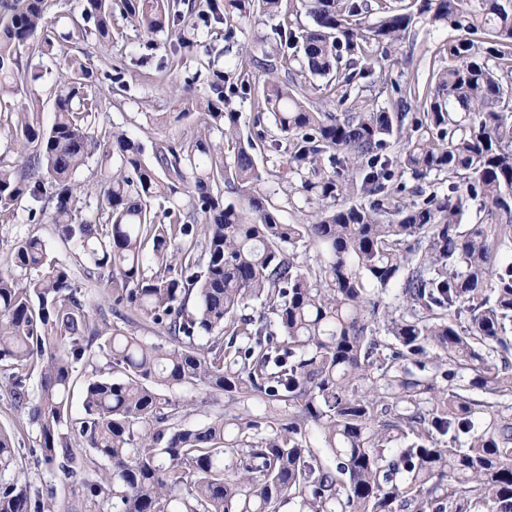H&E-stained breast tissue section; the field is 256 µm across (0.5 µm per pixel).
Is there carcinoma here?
Wrapping results in <instances>:
<instances>
[{"instance_id": "cac0c4a2", "label": "carcinoma", "mask_w": 512, "mask_h": 512, "mask_svg": "<svg viewBox=\"0 0 512 512\" xmlns=\"http://www.w3.org/2000/svg\"><path fill=\"white\" fill-rule=\"evenodd\" d=\"M299 3L313 25L275 28L290 80L267 78L258 100L284 144L241 135L213 62V95L194 99L204 128L149 157L127 132L96 126L102 101L75 58L50 126L35 98L13 112L17 164L0 166V216L42 204L28 220L48 219L115 304L170 340L99 329L68 265L39 236L15 238L0 265V396L27 412L34 468L82 490L78 512H277L287 498L300 512H512V0ZM184 4L82 0L73 30L92 23L110 45L117 10L169 32ZM46 10L0 0V96L19 92L21 49L53 54L38 38ZM190 10L204 24L274 17L281 0ZM417 19L462 36L425 84H396L392 107H379L364 95L390 67L378 50ZM194 47L177 37L169 68ZM308 74L344 111L310 104L298 80ZM259 148L285 150L288 178L314 205L308 223L280 222ZM97 153L118 165L85 219L74 176ZM408 174L448 191L417 187L405 203ZM474 201L487 214L469 223ZM311 241L314 258L300 250ZM197 385L260 396L266 416L185 427L166 391ZM22 474L0 429V512H59L55 492H31Z\"/></svg>"}]
</instances>
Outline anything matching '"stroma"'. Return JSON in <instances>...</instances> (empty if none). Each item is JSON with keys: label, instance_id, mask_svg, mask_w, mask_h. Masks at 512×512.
<instances>
[{"label": "stroma", "instance_id": "35a3bbf8", "mask_svg": "<svg viewBox=\"0 0 512 512\" xmlns=\"http://www.w3.org/2000/svg\"><path fill=\"white\" fill-rule=\"evenodd\" d=\"M47 5L46 34L55 45L58 59L48 63V72L41 80L22 84L20 94L9 98L10 107L27 101L28 97H37L41 105L40 120L43 124H50L57 62L64 58H75L94 73L92 91L102 100L98 117L100 129L108 130L116 126L127 130L144 148L149 149L159 140H181L184 134L200 124L201 117L194 103L177 97L173 86L190 79L194 82L196 95H208L207 60L213 57L223 67L227 77L224 94L229 109L240 116L241 133L247 136L260 129L267 138H279L280 133L271 118L259 114V89H252L250 94L245 95L237 87L240 72H257V54L263 51L271 55L279 52L280 45L275 42L273 34L277 19L263 17L235 26L234 44L230 47L224 42V24L186 29V36L196 40L198 47L195 52L185 56L177 71L172 72L164 67L170 34L151 35L118 17L114 20L117 37L107 48L99 43L92 32L80 37H68L69 16L79 12L80 0H47ZM456 36V31L443 26L436 28L415 23L403 39L384 48L391 63L389 79L393 83L425 79L438 51ZM118 70L123 71L130 83L129 93L122 97L112 96L109 92L110 78ZM285 160V155L280 152L265 151L256 156L263 186L280 221L303 224L308 220L310 209L294 194L285 179ZM28 232L46 239L54 256L68 263L72 281L82 287L87 305L97 310L99 324L119 326L133 335L145 337L147 341L167 344V336L151 321L127 309L114 312L106 288L87 277L83 266L74 260L72 246L58 239L52 224L29 222L26 205L17 207L14 219L6 222L0 220V260L6 257L10 242ZM170 395L175 401L186 405L185 423L189 426L202 425L227 411L237 414L246 409L253 415L264 411L262 401L255 400L244 407L229 403L227 397L213 394L201 386L178 387L171 390Z\"/></svg>", "mask_w": 512, "mask_h": 512}]
</instances>
